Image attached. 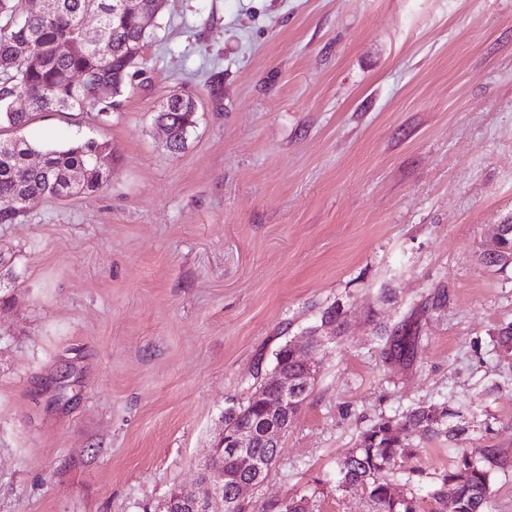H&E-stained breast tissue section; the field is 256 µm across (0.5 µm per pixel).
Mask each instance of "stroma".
<instances>
[{
    "label": "stroma",
    "instance_id": "stroma-1",
    "mask_svg": "<svg viewBox=\"0 0 512 512\" xmlns=\"http://www.w3.org/2000/svg\"><path fill=\"white\" fill-rule=\"evenodd\" d=\"M107 119L36 114L41 144L109 141L98 192L0 224V512H140L193 484L256 362L340 302L338 342L264 480L271 512H363L336 489L363 428L426 403L512 462V0H166ZM198 98L187 147L155 120ZM414 318L411 365L381 328ZM424 441L396 477L450 468ZM512 224H510V231L508 230L504 235L503 224L498 226L496 249L494 251L486 250L482 259L483 262L490 267H499V269H505L506 267L512 266ZM503 235V236H502ZM501 237V238H500ZM494 241V242H495ZM510 257L511 263H506L505 258Z\"/></svg>",
    "mask_w": 512,
    "mask_h": 512
}]
</instances>
